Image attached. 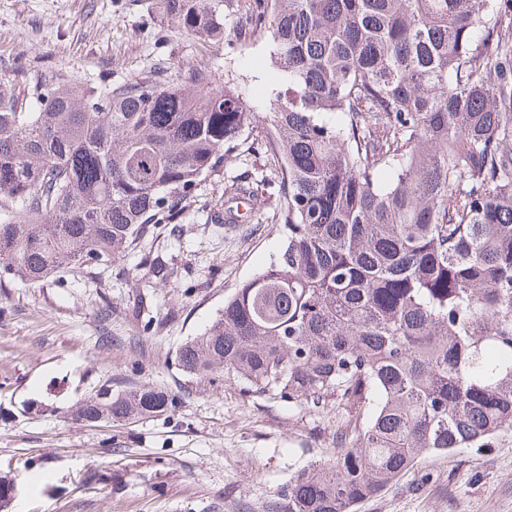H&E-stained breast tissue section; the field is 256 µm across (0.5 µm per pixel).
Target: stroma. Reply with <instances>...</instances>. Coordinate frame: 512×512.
<instances>
[{"label": "stroma", "instance_id": "1", "mask_svg": "<svg viewBox=\"0 0 512 512\" xmlns=\"http://www.w3.org/2000/svg\"><path fill=\"white\" fill-rule=\"evenodd\" d=\"M269 50L256 42L228 56L162 20L155 0H0V75L117 85L195 65L216 78L233 72L251 96V61ZM239 175L263 180L264 202L227 232L207 215ZM278 204L274 164L255 152L202 183L178 236L121 254L96 279L31 284L0 270V477L15 484L0 512H256L296 471L333 458L335 412L253 398L171 363L276 255ZM147 250L169 283L152 278ZM144 312L154 317L148 332ZM146 382L179 393L178 409L132 424L75 419L85 395ZM357 512H512V437L422 458Z\"/></svg>", "mask_w": 512, "mask_h": 512}]
</instances>
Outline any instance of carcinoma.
<instances>
[{"label": "carcinoma", "instance_id": "cac0c4a2", "mask_svg": "<svg viewBox=\"0 0 512 512\" xmlns=\"http://www.w3.org/2000/svg\"><path fill=\"white\" fill-rule=\"evenodd\" d=\"M155 4L230 50L269 41L268 100L198 67L115 87L0 78L3 271L92 279L178 231L206 178L262 149L282 245L172 364L340 412L335 460L263 512H351L425 456L512 436V0H249L244 33L223 0ZM224 197L259 201L242 177ZM179 404L149 382L106 387L75 418Z\"/></svg>", "mask_w": 512, "mask_h": 512}]
</instances>
